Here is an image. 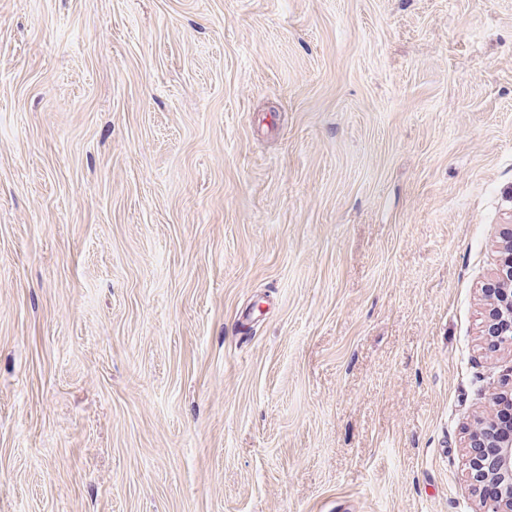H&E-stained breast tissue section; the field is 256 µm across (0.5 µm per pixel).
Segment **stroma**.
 <instances>
[{
    "mask_svg": "<svg viewBox=\"0 0 512 512\" xmlns=\"http://www.w3.org/2000/svg\"><path fill=\"white\" fill-rule=\"evenodd\" d=\"M508 232L512 0H0V512H479Z\"/></svg>",
    "mask_w": 512,
    "mask_h": 512,
    "instance_id": "obj_1",
    "label": "stroma"
}]
</instances>
